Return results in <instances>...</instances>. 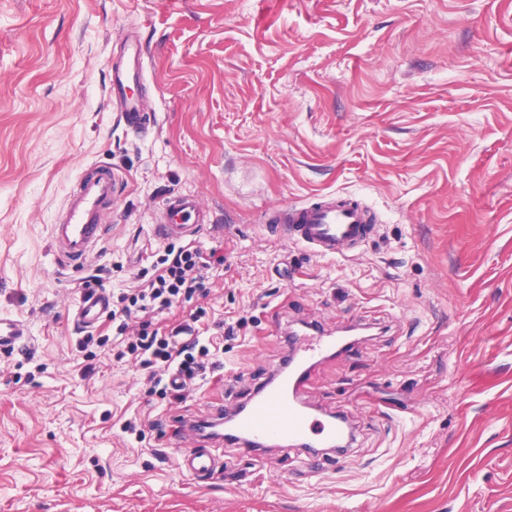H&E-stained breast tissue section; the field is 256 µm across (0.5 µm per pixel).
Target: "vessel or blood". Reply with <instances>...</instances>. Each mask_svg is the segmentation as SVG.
<instances>
[{
    "instance_id": "1",
    "label": "vessel or blood",
    "mask_w": 512,
    "mask_h": 512,
    "mask_svg": "<svg viewBox=\"0 0 512 512\" xmlns=\"http://www.w3.org/2000/svg\"><path fill=\"white\" fill-rule=\"evenodd\" d=\"M147 53L140 41L127 42L110 69L109 90L121 108V118L135 137H146L153 125L139 100L130 95L132 86L143 78ZM120 179L110 164L89 166L79 176L68 195L60 216L50 226L54 252L63 264L81 269L103 241L107 226L103 216L115 201ZM276 234L310 248L325 258L347 256L368 242L376 232L378 218L367 205L356 200L325 198L288 207L274 217ZM205 224L194 199L176 195L166 204V219L156 225L160 238L194 240ZM110 311V299L102 292L81 298L75 313L79 326H95ZM27 330L17 320L0 317V348L20 344ZM289 368L279 369L274 382L266 384L247 403L243 413L223 425L227 441L244 452L286 444L306 449L336 447L340 428L337 419H319L301 401L313 367L330 353L341 350V339L331 335L310 336L305 340L289 337ZM182 471L202 480L223 471L224 458L212 448H185L179 454Z\"/></svg>"
}]
</instances>
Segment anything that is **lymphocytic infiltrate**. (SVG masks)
<instances>
[{
  "mask_svg": "<svg viewBox=\"0 0 512 512\" xmlns=\"http://www.w3.org/2000/svg\"><path fill=\"white\" fill-rule=\"evenodd\" d=\"M223 264V256L217 253L206 254L191 245L169 246L143 287L120 293L113 301L108 322L115 325V335L87 332L78 339L83 357L80 376L95 374L100 352L114 339L119 344L118 356L134 355L148 369L150 394L185 401L216 366L198 328L206 312L198 310L164 331L155 327L154 320L194 297L206 296L214 271Z\"/></svg>",
  "mask_w": 512,
  "mask_h": 512,
  "instance_id": "lymphocytic-infiltrate-1",
  "label": "lymphocytic infiltrate"
}]
</instances>
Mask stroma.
Instances as JSON below:
<instances>
[{"label": "stroma", "instance_id": "obj_1", "mask_svg": "<svg viewBox=\"0 0 512 512\" xmlns=\"http://www.w3.org/2000/svg\"><path fill=\"white\" fill-rule=\"evenodd\" d=\"M133 36L143 139L109 95ZM98 162L123 182L87 262L107 293L143 286L171 196L223 252L194 304L246 325L186 401L130 355L76 373L79 275L49 231ZM319 194L372 206L377 236L330 259L267 232ZM0 317L35 353L0 350V512H512V0H0ZM300 322L373 328L304 394L349 419L348 453L311 475L300 449L228 446L183 472L180 418L238 404ZM205 448H182L179 454V466L182 471L203 480L224 470V456L216 453L213 448L201 444Z\"/></svg>", "mask_w": 512, "mask_h": 512}]
</instances>
